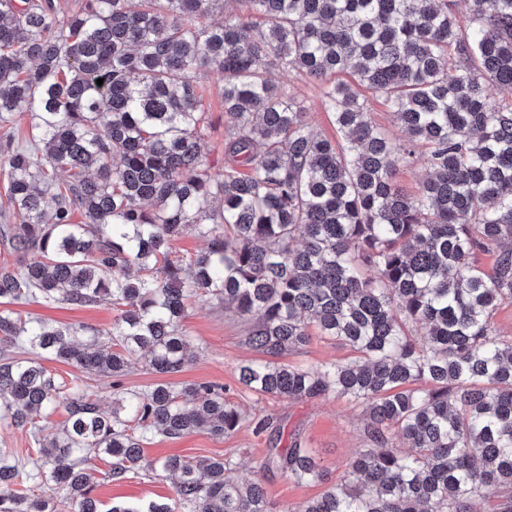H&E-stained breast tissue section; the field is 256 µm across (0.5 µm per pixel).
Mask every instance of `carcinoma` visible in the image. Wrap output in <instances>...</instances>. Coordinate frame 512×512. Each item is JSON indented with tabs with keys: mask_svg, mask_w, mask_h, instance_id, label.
Masks as SVG:
<instances>
[{
	"mask_svg": "<svg viewBox=\"0 0 512 512\" xmlns=\"http://www.w3.org/2000/svg\"><path fill=\"white\" fill-rule=\"evenodd\" d=\"M221 2L85 0L61 20L54 0H0V122L31 119L30 146L0 138V238L21 254L0 267V421L37 445L24 463L0 453V512H102L93 457L114 482L174 480L169 502L107 512H473L486 495L512 512V336L492 325L512 299V101L494 98L512 88V0H468L466 22L448 0H237L206 23ZM263 61L319 83L339 138L310 129ZM205 71L224 76L218 174L203 159ZM371 97L408 146L375 127ZM415 144L429 174L410 194L397 174ZM189 230L208 250L171 258ZM199 295L251 323L263 359L239 367L245 389L364 407L370 446L319 497L277 511L231 458L145 457L158 434L220 439L245 420L221 385H122L138 358L163 376L188 365L181 321ZM102 299L118 311L106 332L13 310ZM314 334L356 357L281 362ZM26 349L112 379V408ZM59 407L45 440L38 416ZM261 470L325 481L298 440ZM45 483L62 501L35 495Z\"/></svg>",
	"mask_w": 512,
	"mask_h": 512,
	"instance_id": "obj_1",
	"label": "carcinoma"
}]
</instances>
